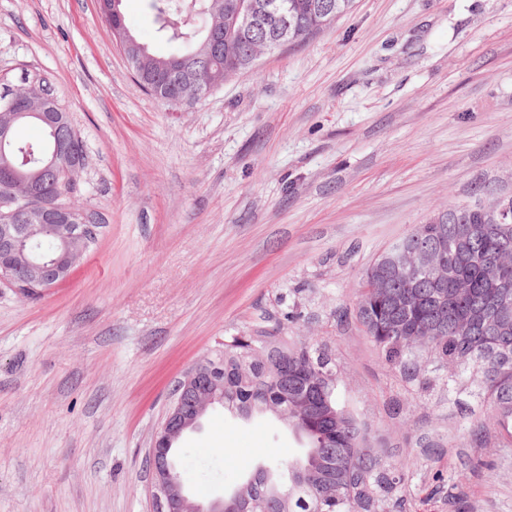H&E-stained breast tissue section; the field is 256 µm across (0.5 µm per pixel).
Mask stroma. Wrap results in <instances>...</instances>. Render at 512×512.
Here are the masks:
<instances>
[{
	"instance_id": "35a3bbf8",
	"label": "stroma",
	"mask_w": 512,
	"mask_h": 512,
	"mask_svg": "<svg viewBox=\"0 0 512 512\" xmlns=\"http://www.w3.org/2000/svg\"><path fill=\"white\" fill-rule=\"evenodd\" d=\"M130 32L168 54L146 0ZM48 78L87 147L103 226L72 279L0 284V512H154L146 457L185 372L263 329L326 348L340 396L407 476L384 512H512V446L480 398L389 365L355 314L365 270L450 204L512 196V0H356L193 104L136 80L97 0H0V88ZM305 442L215 407L179 439L189 494Z\"/></svg>"
}]
</instances>
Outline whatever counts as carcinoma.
<instances>
[{
  "mask_svg": "<svg viewBox=\"0 0 512 512\" xmlns=\"http://www.w3.org/2000/svg\"><path fill=\"white\" fill-rule=\"evenodd\" d=\"M212 0H148L162 33L173 45L167 56L150 52L130 64L142 86H152L158 101L173 95V79L158 64L172 58L185 63V75L199 80L208 73L231 77L249 66L237 48L264 39L271 43L288 33V42L303 43L330 28L350 12L354 0H280L288 10L275 11V0H228L250 8L255 28L230 26L228 13L218 14ZM51 92L46 77L26 85L32 102ZM50 135L41 128L36 139L16 138L0 152V168L25 165L37 179L56 174L44 168ZM64 201L79 220L101 228L97 214L73 200ZM456 223L417 224L406 236L421 243L438 242L448 278L439 282L424 274L385 271L387 287L373 288L369 272L381 269L377 258L364 274L356 320L381 348L385 361L408 380L424 378L421 359L428 354L451 369L448 386L473 388L507 443H512V224H496L494 205H448ZM34 255L49 260L60 252L51 229L30 244ZM206 362L224 371L214 389L215 404L248 418L271 412L305 438L303 457L288 462V485L281 497L269 498L275 484L271 470L257 469L238 488L246 512H379L378 493L392 495L405 476L384 467L370 441V430L339 395V376L332 358L310 345L290 346L264 334L242 331L224 337V350Z\"/></svg>",
  "mask_w": 512,
  "mask_h": 512,
  "instance_id": "carcinoma-1",
  "label": "carcinoma"
}]
</instances>
